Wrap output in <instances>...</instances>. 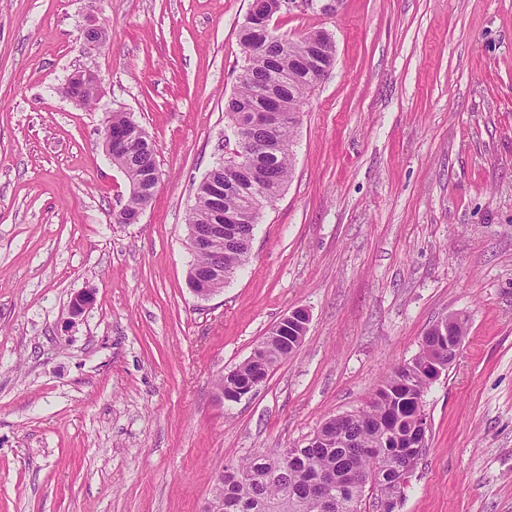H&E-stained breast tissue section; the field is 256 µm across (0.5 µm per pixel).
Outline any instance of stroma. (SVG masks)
<instances>
[{
  "instance_id": "35a3bbf8",
  "label": "stroma",
  "mask_w": 512,
  "mask_h": 512,
  "mask_svg": "<svg viewBox=\"0 0 512 512\" xmlns=\"http://www.w3.org/2000/svg\"><path fill=\"white\" fill-rule=\"evenodd\" d=\"M325 2L273 18L329 32L335 63L248 263L201 301L188 215L251 0H0V512H207L224 467L365 408L453 313L466 334L425 394L398 512H512V0ZM78 70L102 79L92 103L63 92ZM116 111L156 147L138 224L113 221ZM296 307L300 348L220 401ZM130 118L124 112H113L109 117V122H106L103 135L102 142L103 147L106 152L108 158L114 162V155L112 154V135H119L122 131L127 132L128 125L132 129L133 133L143 139H147L149 142L150 139L146 132L134 121H130ZM112 124V126L110 125Z\"/></svg>"
}]
</instances>
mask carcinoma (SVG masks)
<instances>
[{
  "instance_id": "obj_1",
  "label": "carcinoma",
  "mask_w": 512,
  "mask_h": 512,
  "mask_svg": "<svg viewBox=\"0 0 512 512\" xmlns=\"http://www.w3.org/2000/svg\"><path fill=\"white\" fill-rule=\"evenodd\" d=\"M308 35V31L296 38L277 33H238L239 40L254 48L245 56L237 88L227 100L228 111L238 114L254 106L262 91L278 97L288 111L299 110L310 92V72L335 63L334 42H326L314 55L305 41ZM295 128L285 122L276 129L279 150L262 160L263 167L256 176L225 162L222 156L204 175L196 188L188 223L202 231L212 224H222L224 238L213 243L209 251L193 255L189 272L207 273L221 265L224 276L218 280V287L222 288L248 262L258 224V218L250 217V213H261L264 204L271 202L291 177ZM269 136L267 127L249 125L239 136H224V141L234 140L235 148L240 150L262 143ZM115 165L127 178L138 179L144 186L157 172L154 150L145 142L128 143ZM143 203V195L129 196L115 214V222L127 223ZM234 213L247 217V223H225V218ZM442 343L443 337L427 331L412 363L394 367L365 409L334 427H323L320 436L308 441L294 460L279 453L258 454L233 466L232 475L224 479V512H325L312 488L313 477L321 471L336 474L335 494L344 506L341 512H361V503L368 495L377 512H392L404 490L395 483L394 472L400 467L414 469L422 449L406 455L402 449L387 448L385 444L402 441L409 446L423 439L420 397L431 385L425 364ZM290 355L291 351L278 341H268L262 350L222 375L218 387L227 390L246 385ZM357 474H367L371 480H357Z\"/></svg>"
}]
</instances>
